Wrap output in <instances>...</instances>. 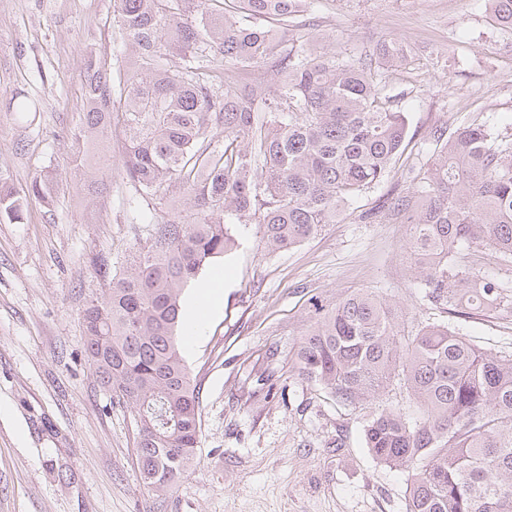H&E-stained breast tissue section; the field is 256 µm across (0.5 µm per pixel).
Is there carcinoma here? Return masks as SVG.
Segmentation results:
<instances>
[{
	"label": "carcinoma",
	"mask_w": 512,
	"mask_h": 512,
	"mask_svg": "<svg viewBox=\"0 0 512 512\" xmlns=\"http://www.w3.org/2000/svg\"><path fill=\"white\" fill-rule=\"evenodd\" d=\"M113 2L132 63L115 68L87 54L79 152H99L120 130L123 178L141 198L177 194L185 209L157 217L109 293L83 309V350L113 402L133 413L141 479L163 494L189 472L201 433L199 392L176 334L184 287L232 249L240 227L256 225L269 251L290 249L381 182L408 118L378 77L412 50L390 41L369 58L340 60L303 35L286 40L239 20L286 28L311 0ZM487 4L512 28V0ZM226 61L238 78L229 79ZM264 64L278 69V84L256 75ZM433 139L439 147L423 174L360 219L408 225L405 254L431 304L465 317L512 315L502 284L459 252L475 244L512 261V139L482 126L440 128ZM111 171L96 162L88 204ZM0 216L23 220L4 186ZM313 307L298 375L344 405L372 409L368 451L405 475L407 512H512V356L445 324L409 335L398 309L371 292ZM395 381L416 420L383 403Z\"/></svg>",
	"instance_id": "cac0c4a2"
}]
</instances>
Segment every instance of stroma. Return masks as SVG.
<instances>
[{"label": "stroma", "mask_w": 512, "mask_h": 512, "mask_svg": "<svg viewBox=\"0 0 512 512\" xmlns=\"http://www.w3.org/2000/svg\"><path fill=\"white\" fill-rule=\"evenodd\" d=\"M305 23L314 46L340 59L383 40L410 45L412 64L381 82L401 96L407 146L317 236L269 252L250 224L201 270L202 283L223 273L224 298L180 342L199 389L197 463L160 495L139 478L131 411L83 352L84 307L123 273L152 214L171 208L117 175L97 205L83 197L92 169L74 135L85 57L128 63L113 0H0V182L24 210L23 222L0 219V512H406L403 476L366 448L370 410L298 376L313 303L368 291L397 304L406 328L450 323L512 355V316L458 318L424 300L407 225L359 219L425 167L435 129L479 125L512 138V30L485 0H314ZM15 97L27 111H8ZM46 173L59 181L50 199L29 190Z\"/></svg>", "instance_id": "1"}]
</instances>
